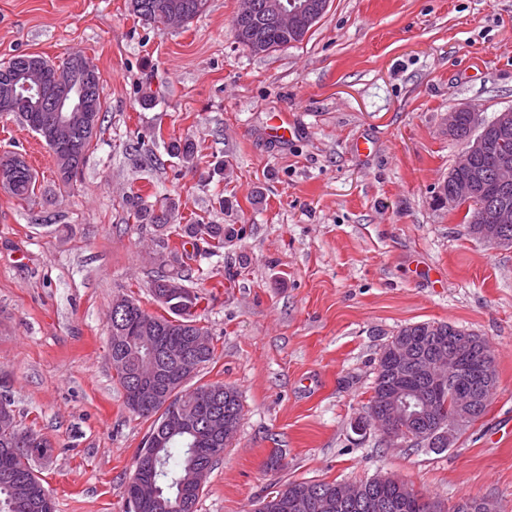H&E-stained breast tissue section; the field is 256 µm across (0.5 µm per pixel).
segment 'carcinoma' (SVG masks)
<instances>
[{
  "label": "carcinoma",
  "instance_id": "obj_1",
  "mask_svg": "<svg viewBox=\"0 0 512 512\" xmlns=\"http://www.w3.org/2000/svg\"><path fill=\"white\" fill-rule=\"evenodd\" d=\"M273 0H243L241 8L233 19V29L237 42L254 55L270 53L280 48L302 42L311 30V26L302 25L294 27L288 21L275 16L271 5ZM208 7V0H130V11L143 23L153 26L160 31L176 25L182 26L203 14ZM28 55L23 54L10 59L0 65V112H12L18 116L25 125L38 120L39 113L34 112L10 97V88L15 75L23 70ZM44 69V93L51 95L61 81L69 78L71 69L61 64L51 63L41 58ZM452 137L461 144H468L475 139L474 128L469 113L459 115ZM75 138L82 144V153L76 156L54 154L59 181L70 185L82 172L84 161L91 149L93 139L83 137L82 133L75 134ZM168 153L179 159L189 170L194 169L197 157V146L190 138L175 139L167 145ZM504 154L512 160V136L508 140L497 144V155L479 154L473 157L471 167L463 172H455L446 177L437 186L435 202L445 204L448 194L453 190L454 183L459 178L474 181L483 190L478 202L468 204L470 221L469 233L476 239L480 238L479 227L485 223V218L502 204L512 205V185L503 188L498 183L497 156ZM19 175L14 180L9 193L20 200L30 201L35 196L36 177L26 161L18 163ZM125 206L138 223L149 224L161 236L174 233L182 238L202 241L206 244L204 253L209 256L216 255L224 244L239 238L242 228L234 224H172L178 204L171 198L165 199L158 205L148 206L139 194H132L125 198ZM169 269L164 270L151 282V292L155 293L165 286L168 281L178 282L186 288L185 295L173 297L167 301L159 302L163 310L161 314H150L141 307L139 302L130 297L125 299L130 303L128 309L117 315L116 323L109 326V351L119 353L123 351V344L116 342L118 336H132L142 331L156 333L160 330L169 337L175 345H189V337L206 336L208 329L201 324L199 309L202 296L188 285V279L183 275L182 267L185 261L178 250L169 251ZM191 306L193 311L185 314L182 309ZM463 330L447 322H419L402 327L395 337L401 338L406 344L412 346L416 352L431 353L440 348L451 347L457 336ZM394 341H389L378 360V368L372 395L367 404L366 413L380 405L381 399L393 387L399 372L388 362V357ZM475 384L471 373L466 372L456 380L448 383L442 390L434 395V407L430 416L417 419L410 423H402L411 435H418L428 431L436 425H448V414L457 408V393L459 387ZM205 385L194 388L183 385L178 391L175 402L179 409L199 421L211 416L210 405L201 398V391ZM240 409L239 393L236 389L224 387L222 397V414L227 424H238ZM170 415V408L157 406L151 411L141 414L143 418L153 419L151 429L146 437L143 448L137 454L142 458L152 453L156 455L157 469L160 475L156 476V500L153 507L144 511L137 509L132 500H127L128 512H187L179 502L180 480L184 475L200 466L211 467L213 457L221 456V452L228 446L222 441L214 442L204 433H168L161 429L162 422ZM18 437L25 438L24 448L13 454L8 462L9 476L0 474V512H14V505L24 496L35 495L38 492L40 478L34 473L33 463L35 457L47 453L51 443L38 432L21 426L14 421L10 427H0V449L15 447ZM364 487V493L356 505H345L339 509H321L315 512H423L422 503L414 498L405 496L397 487L392 485H378L374 479L359 482ZM314 488L323 500L336 502V497L342 492V483L290 481L282 488L272 491L259 502L257 512H289L285 507L269 509L270 502L292 492L302 493L306 489ZM383 504L379 511L370 508L372 500Z\"/></svg>",
  "mask_w": 512,
  "mask_h": 512
}]
</instances>
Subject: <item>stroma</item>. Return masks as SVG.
I'll return each instance as SVG.
<instances>
[{"mask_svg":"<svg viewBox=\"0 0 512 512\" xmlns=\"http://www.w3.org/2000/svg\"><path fill=\"white\" fill-rule=\"evenodd\" d=\"M238 6L209 0L186 26L160 31L129 0H0V63L82 55L105 101L67 187L39 136L0 112V154L38 174L30 204L0 188V388L53 444L34 468L56 512H126L151 426L127 408L107 344L116 296L159 310L150 283L162 249L128 222L133 191L175 199L180 224L226 222L219 202L230 198L244 229L217 256L169 238L192 256L218 349L198 380L234 387L242 406L198 512H254L290 481L376 476L449 508L485 497L512 512V437L501 434L512 423V247L475 239L466 207L434 200L462 149L448 110L490 120L512 108V0H330L301 43L265 55L236 42ZM281 112L296 125L285 143L269 135ZM186 136L194 171L167 151ZM224 159L232 177L201 182ZM426 321L483 336L498 376L486 413L440 453L356 429L383 347Z\"/></svg>","mask_w":512,"mask_h":512,"instance_id":"obj_1","label":"stroma"}]
</instances>
